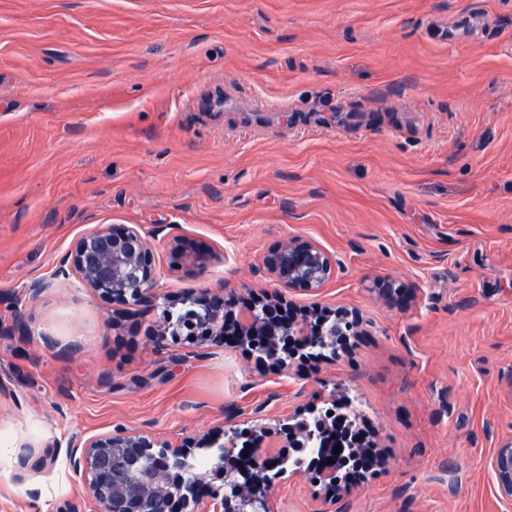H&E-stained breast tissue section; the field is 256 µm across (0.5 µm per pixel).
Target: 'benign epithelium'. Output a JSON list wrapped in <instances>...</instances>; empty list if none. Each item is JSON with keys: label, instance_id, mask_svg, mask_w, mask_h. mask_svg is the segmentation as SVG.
I'll return each mask as SVG.
<instances>
[{"label": "benign epithelium", "instance_id": "1", "mask_svg": "<svg viewBox=\"0 0 512 512\" xmlns=\"http://www.w3.org/2000/svg\"><path fill=\"white\" fill-rule=\"evenodd\" d=\"M172 258L180 265L202 258L221 261L223 257L203 255L188 239H174ZM261 269L276 285L290 293L313 295L336 274L334 257L309 239L291 237L267 252ZM155 257L141 229L100 224L84 233L56 264L47 277H36L23 288V295L36 299L61 285L77 283L87 291L114 303L147 311L156 306ZM374 298L389 307L405 308L417 299V290L406 288L393 277L374 281ZM239 300L235 290L224 292L189 290L180 304L190 307L176 324L174 336H217L223 345L245 347L257 358L280 370H290L298 360L336 359L350 348L351 337L365 333L367 321L357 309L339 307L305 308L287 311L290 302L257 300L247 320L233 317L231 308ZM283 427L288 446L296 441L315 443L320 466L336 474L349 458H360L368 448L349 445V453H334L336 431L316 415V409L287 417ZM277 432L266 427L253 430L255 446L248 456L236 452L239 432L211 431L199 439L186 438L180 444L159 439L152 433L117 426L75 444L81 449L74 467L82 477L81 500L66 512H273V484L269 473H287L288 456L275 449ZM229 443L221 442V438ZM218 450L214 472H186L191 451L199 446ZM334 463L328 464L326 460ZM499 497L512 503V439L496 448L489 460ZM350 481L331 484L333 494L324 495L321 512H343L342 496Z\"/></svg>", "mask_w": 512, "mask_h": 512}]
</instances>
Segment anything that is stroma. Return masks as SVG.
Wrapping results in <instances>:
<instances>
[{"mask_svg": "<svg viewBox=\"0 0 512 512\" xmlns=\"http://www.w3.org/2000/svg\"><path fill=\"white\" fill-rule=\"evenodd\" d=\"M99 224L148 236L160 308L23 298ZM178 237L223 262L172 268ZM291 237L339 264L296 305L371 322L343 359L154 336L185 289L274 294L259 265ZM386 276L416 301L377 302ZM344 397L388 461L346 512H512L488 464L512 438V0H0V512H63L70 441L177 444ZM272 496L317 512L324 486Z\"/></svg>", "mask_w": 512, "mask_h": 512, "instance_id": "obj_1", "label": "stroma"}]
</instances>
